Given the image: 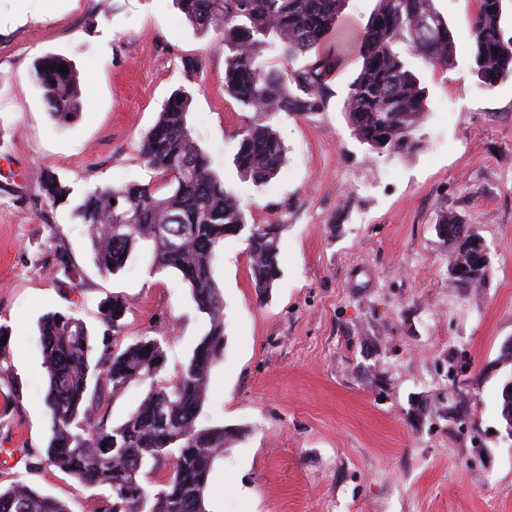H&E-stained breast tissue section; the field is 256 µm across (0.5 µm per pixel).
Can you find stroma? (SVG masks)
Instances as JSON below:
<instances>
[{
  "instance_id": "1",
  "label": "stroma",
  "mask_w": 512,
  "mask_h": 512,
  "mask_svg": "<svg viewBox=\"0 0 512 512\" xmlns=\"http://www.w3.org/2000/svg\"><path fill=\"white\" fill-rule=\"evenodd\" d=\"M457 66L409 62L428 90L416 145L384 157L361 145L341 110L358 62H344L322 111L283 116L287 152L265 186L233 165L255 121L224 93V44L196 31L173 0H0V485L20 480L94 512L102 489L53 467L28 470L21 449L49 438L37 322L75 309L99 329L98 305L124 295L126 346L165 331L167 372L186 364L206 326L172 271L151 273L137 247L117 275L92 261L86 227L39 193L40 170L81 195L93 184L146 183L140 145L163 103L193 94L188 125L248 220L278 216L280 278L254 284L245 239L215 263L225 343L205 411L242 428L213 472L210 512H512V439L500 417L503 344L512 339V78L488 88L470 66L477 0H435ZM46 55L70 60L80 119L56 125L34 80ZM204 70L188 76L186 58ZM474 225L488 250L484 285L454 288L443 215ZM83 270L59 283L55 246ZM18 391L16 402L6 399ZM465 401L459 426L443 413Z\"/></svg>"
}]
</instances>
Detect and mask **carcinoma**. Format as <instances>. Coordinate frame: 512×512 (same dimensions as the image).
<instances>
[{
	"mask_svg": "<svg viewBox=\"0 0 512 512\" xmlns=\"http://www.w3.org/2000/svg\"><path fill=\"white\" fill-rule=\"evenodd\" d=\"M195 28L224 42V94L258 115L241 134L234 165L254 185L275 179L286 149L274 129L281 115L319 112L329 81L339 67L332 49L346 0H175ZM505 0H480L473 19L471 67L481 83L493 87L512 77V38L501 25ZM448 71L456 67V43L434 0H376L353 47L359 70L348 86L342 111L355 139L386 157L415 145L426 115L427 90L401 47ZM278 48L301 67L278 69L264 52ZM67 67V74L59 72ZM34 78L53 120L75 123L82 112L76 77L69 61L41 58ZM193 101L180 88L166 100L141 145L145 166L155 173L148 183L87 189L73 213L87 226L97 268L116 274L139 245L152 251V271H173L191 290L196 312L207 329L186 364L165 376L167 337L145 336L121 349L128 305L114 295L100 303L101 347L91 342L84 320L72 309L51 311L38 321L47 372L45 404L50 437L43 452L28 456V469L53 466L106 495L97 512H209L207 490L224 447L244 430L214 422L204 408L212 369L224 354V298L215 278L219 248L227 238L247 241L255 288L267 294L280 275V235L276 219L250 224L234 190L211 167L194 141L187 115ZM38 190L47 201L70 202L71 188L55 173L42 171ZM455 243L452 267L480 261L469 240L479 233L445 215ZM52 268L63 283L80 285L83 272L68 251L54 250ZM151 347L146 351L145 347ZM133 382L148 390L125 420L110 421L103 410L107 393ZM512 374L501 391L500 416L512 417ZM165 466L159 483L143 479L148 461ZM0 512H69L66 504L16 482L0 488Z\"/></svg>",
	"mask_w": 512,
	"mask_h": 512,
	"instance_id": "carcinoma-1",
	"label": "carcinoma"
}]
</instances>
